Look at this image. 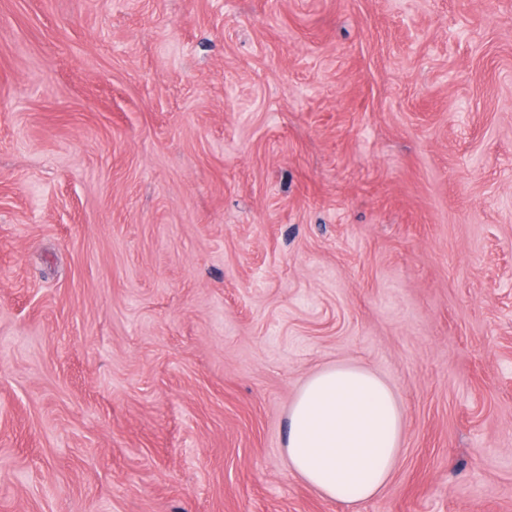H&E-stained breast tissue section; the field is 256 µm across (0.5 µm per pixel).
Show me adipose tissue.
<instances>
[{"instance_id": "obj_1", "label": "adipose tissue", "mask_w": 512, "mask_h": 512, "mask_svg": "<svg viewBox=\"0 0 512 512\" xmlns=\"http://www.w3.org/2000/svg\"><path fill=\"white\" fill-rule=\"evenodd\" d=\"M402 415L390 388L356 366L323 369L301 387L288 413L289 463L325 498L366 501L389 483Z\"/></svg>"}]
</instances>
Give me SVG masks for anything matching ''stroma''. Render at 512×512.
<instances>
[{"mask_svg": "<svg viewBox=\"0 0 512 512\" xmlns=\"http://www.w3.org/2000/svg\"><path fill=\"white\" fill-rule=\"evenodd\" d=\"M0 512H512V0H0ZM402 415L390 388L356 366L323 369L301 387L288 413L290 466L325 498L366 501L389 483Z\"/></svg>", "mask_w": 512, "mask_h": 512, "instance_id": "obj_1", "label": "stroma"}]
</instances>
